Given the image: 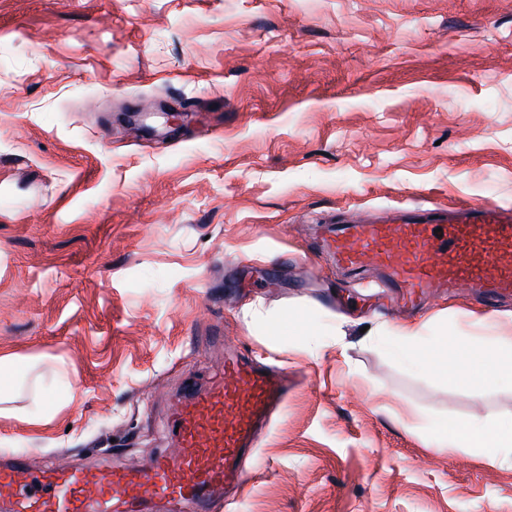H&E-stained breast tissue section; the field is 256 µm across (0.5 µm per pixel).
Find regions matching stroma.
I'll return each instance as SVG.
<instances>
[{
	"label": "stroma",
	"mask_w": 512,
	"mask_h": 512,
	"mask_svg": "<svg viewBox=\"0 0 512 512\" xmlns=\"http://www.w3.org/2000/svg\"><path fill=\"white\" fill-rule=\"evenodd\" d=\"M512 203V0H0V457L163 447L236 337L299 380L231 512H512V384L395 339L512 336V297L415 314L313 256L306 216ZM436 441L441 447L466 443L493 461L506 450L512 455V426L503 428L498 424H488L477 427L468 421H460L437 436Z\"/></svg>",
	"instance_id": "obj_1"
}]
</instances>
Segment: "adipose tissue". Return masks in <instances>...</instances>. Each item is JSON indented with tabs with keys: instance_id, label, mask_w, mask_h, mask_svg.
Returning <instances> with one entry per match:
<instances>
[{
	"instance_id": "ef3b65f1",
	"label": "adipose tissue",
	"mask_w": 512,
	"mask_h": 512,
	"mask_svg": "<svg viewBox=\"0 0 512 512\" xmlns=\"http://www.w3.org/2000/svg\"><path fill=\"white\" fill-rule=\"evenodd\" d=\"M473 343L472 337H461L457 348L465 352V360L452 368L444 363L434 365L435 375L444 381L479 387L497 385L506 377L512 379V336L482 337V354L477 358L467 354ZM436 441L443 447L461 442L482 451L488 459L493 460L503 452H512V426L504 428L488 424L478 427L461 421L437 436Z\"/></svg>"
}]
</instances>
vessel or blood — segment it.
I'll return each mask as SVG.
<instances>
[{
  "label": "vessel or blood",
  "instance_id": "vessel-or-blood-1",
  "mask_svg": "<svg viewBox=\"0 0 512 512\" xmlns=\"http://www.w3.org/2000/svg\"><path fill=\"white\" fill-rule=\"evenodd\" d=\"M325 249L337 266L371 265L373 287L419 306L461 285L490 302L512 296V208L461 203L411 210L387 221H337ZM293 380L230 352L205 389L174 405L171 451L122 469L53 468L22 456L0 461V500L12 512H147L164 502L180 512H220L223 492L244 495V463L259 448Z\"/></svg>",
  "mask_w": 512,
  "mask_h": 512
}]
</instances>
